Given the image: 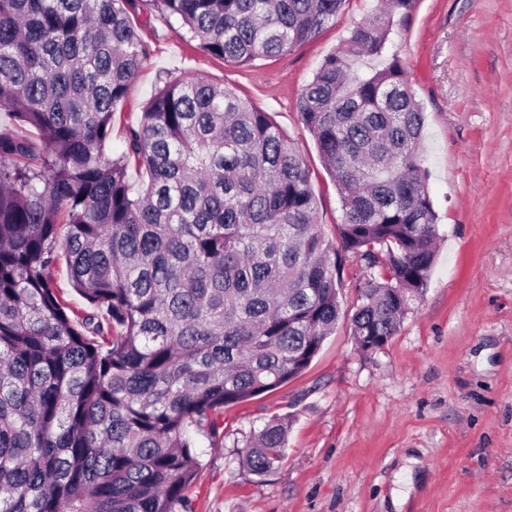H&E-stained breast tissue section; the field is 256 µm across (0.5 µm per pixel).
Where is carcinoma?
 I'll list each match as a JSON object with an SVG mask.
<instances>
[{"instance_id": "cac0c4a2", "label": "carcinoma", "mask_w": 512, "mask_h": 512, "mask_svg": "<svg viewBox=\"0 0 512 512\" xmlns=\"http://www.w3.org/2000/svg\"><path fill=\"white\" fill-rule=\"evenodd\" d=\"M153 2L248 65L314 39L344 0ZM414 2L381 0L300 95L341 201L338 250L298 146L223 84L166 82L106 156L148 57L133 0H0V109L40 137L0 128V512H193L194 434L218 438L224 407L309 367L344 252L376 270L352 335L366 351L397 333L438 239L424 117L398 55L356 62L383 56ZM62 258L83 315L54 290ZM288 426L251 438L252 473L281 465Z\"/></svg>"}]
</instances>
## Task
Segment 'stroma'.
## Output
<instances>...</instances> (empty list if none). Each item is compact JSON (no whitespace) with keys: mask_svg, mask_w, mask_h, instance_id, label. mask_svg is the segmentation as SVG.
I'll list each match as a JSON object with an SVG mask.
<instances>
[{"mask_svg":"<svg viewBox=\"0 0 512 512\" xmlns=\"http://www.w3.org/2000/svg\"><path fill=\"white\" fill-rule=\"evenodd\" d=\"M135 5L149 57L114 113L106 155L124 151L167 81L224 84L298 143L319 222L337 240L341 204L298 99L374 0H345L313 40L248 68L188 40L151 0ZM390 38L424 109L441 235L428 284L384 346L360 351L351 317L372 270L347 253L336 329L309 368L225 407L222 441L197 436L194 512H512V0H415ZM274 416L290 421L285 458L258 476L238 459Z\"/></svg>","mask_w":512,"mask_h":512,"instance_id":"35a3bbf8","label":"stroma"}]
</instances>
